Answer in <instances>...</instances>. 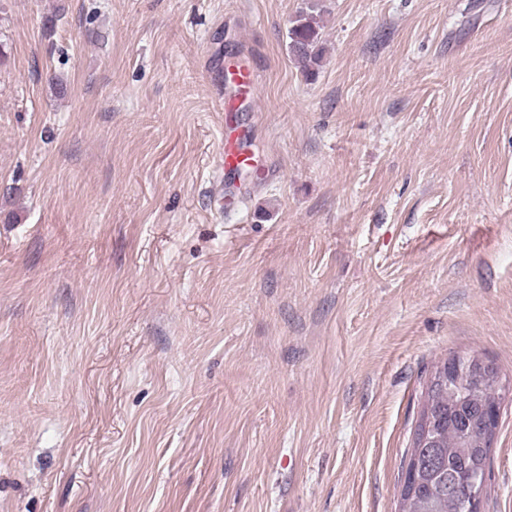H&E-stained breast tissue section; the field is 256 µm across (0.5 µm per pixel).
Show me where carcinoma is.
<instances>
[{"label":"carcinoma","mask_w":512,"mask_h":512,"mask_svg":"<svg viewBox=\"0 0 512 512\" xmlns=\"http://www.w3.org/2000/svg\"><path fill=\"white\" fill-rule=\"evenodd\" d=\"M320 26L313 16L299 12L288 30L289 53L303 67L304 76H316L322 59ZM448 363L440 358L420 378V414L426 424L410 427L403 461L414 469L411 482L399 485L396 512H469L473 485L491 496V450L499 425L487 409L500 397L501 388L491 375L478 384L450 381L426 388L427 376Z\"/></svg>","instance_id":"carcinoma-1"}]
</instances>
